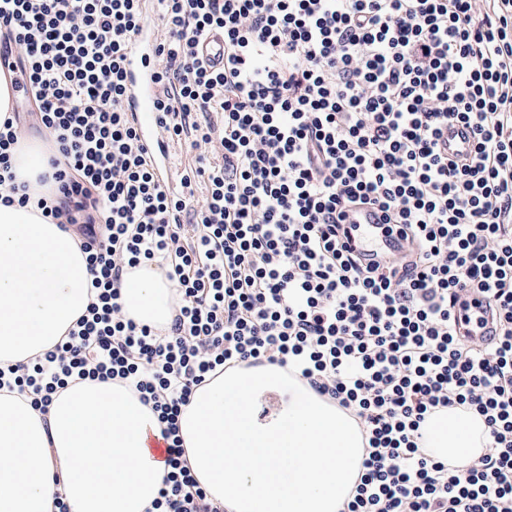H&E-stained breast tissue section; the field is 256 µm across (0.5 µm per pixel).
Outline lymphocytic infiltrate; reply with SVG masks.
<instances>
[{
    "label": "lymphocytic infiltrate",
    "instance_id": "f902f5d3",
    "mask_svg": "<svg viewBox=\"0 0 512 512\" xmlns=\"http://www.w3.org/2000/svg\"><path fill=\"white\" fill-rule=\"evenodd\" d=\"M153 11L168 59L156 110L188 144L190 195L160 183L124 109L125 49ZM224 32V67L197 42ZM56 148L46 191L15 182L20 116L0 123V189L75 228L90 302L0 392L39 411L74 382L119 380L167 444L152 512H222L185 463L197 387L243 364L295 367L364 433L342 512H512V0H0V57ZM471 127L472 156L439 147ZM384 212L405 270L366 261L342 221ZM171 282L165 331L124 313L140 266ZM487 299L489 351L457 329ZM480 416L490 454L424 446L445 408Z\"/></svg>",
    "mask_w": 512,
    "mask_h": 512
}]
</instances>
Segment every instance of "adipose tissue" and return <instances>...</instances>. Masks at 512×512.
Listing matches in <instances>:
<instances>
[{
	"label": "adipose tissue",
	"mask_w": 512,
	"mask_h": 512,
	"mask_svg": "<svg viewBox=\"0 0 512 512\" xmlns=\"http://www.w3.org/2000/svg\"><path fill=\"white\" fill-rule=\"evenodd\" d=\"M90 278L72 229L33 207L0 201V362L19 363L52 347L82 315ZM120 302L136 320L165 328L170 283L151 266L126 276ZM160 426L124 385L86 381L58 394L47 412L0 394V512H147L166 471L149 447ZM434 456L467 464L484 440L482 420L441 411L424 428Z\"/></svg>",
	"instance_id": "obj_1"
}]
</instances>
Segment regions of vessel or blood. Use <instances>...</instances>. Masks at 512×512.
<instances>
[{"label":"vessel or blood","mask_w":512,"mask_h":512,"mask_svg":"<svg viewBox=\"0 0 512 512\" xmlns=\"http://www.w3.org/2000/svg\"><path fill=\"white\" fill-rule=\"evenodd\" d=\"M161 33L153 17H146L137 32L132 35L126 50L125 71L129 88L128 115L137 133L151 154L155 172L160 181L170 188L180 189V181L172 165L175 146L155 112L159 93L157 76L165 66L159 52ZM198 55L215 67L224 65V36L212 33L198 47ZM441 143L449 156H469L474 147L472 130L457 124L445 129ZM347 222L354 229L358 250L370 260L389 266H400L407 254L404 241L389 233L379 208L363 206L347 213ZM461 300L466 301L474 312L472 322L463 323L461 332L466 338L483 347L494 346L497 335L492 318L481 303L480 296L464 292Z\"/></svg>","instance_id":"1"}]
</instances>
